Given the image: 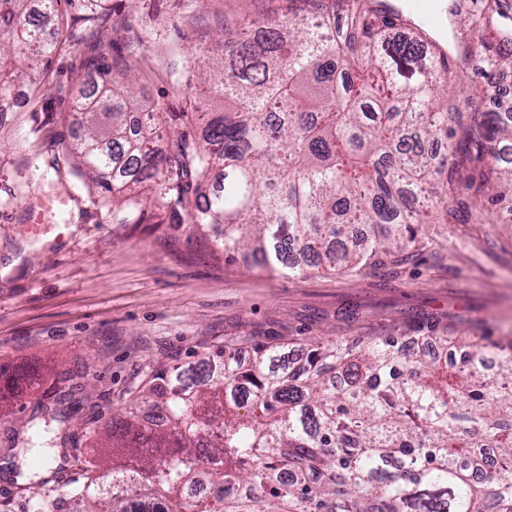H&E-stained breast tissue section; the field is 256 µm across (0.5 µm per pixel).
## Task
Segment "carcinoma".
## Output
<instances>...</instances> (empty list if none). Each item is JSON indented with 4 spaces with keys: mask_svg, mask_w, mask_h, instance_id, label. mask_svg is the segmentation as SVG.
Returning <instances> with one entry per match:
<instances>
[{
    "mask_svg": "<svg viewBox=\"0 0 512 512\" xmlns=\"http://www.w3.org/2000/svg\"><path fill=\"white\" fill-rule=\"evenodd\" d=\"M0 0V105L22 80L39 84L53 56L80 43L49 41L61 2ZM287 19L247 18L223 35L209 90L223 107L177 111L137 98L116 41L100 37L85 65L68 150L73 172L112 200L120 224L218 226L215 249L265 269L364 268L401 255L423 224H448L456 202L474 224L495 183L512 182V112L480 111L473 72L491 82L512 66V16L500 0H471L481 37L454 62L431 50L404 12L380 0H302ZM144 109V131L127 121ZM470 113L448 125V113ZM350 224L364 225L347 241ZM426 359L404 337L362 348L316 341L298 362L284 346L218 351L208 378L156 367L112 415L105 461L78 448L66 409L40 400L11 448L57 449L59 471L16 482L40 512H512V340L448 337ZM152 403L165 426L138 422ZM495 448L492 487L475 481Z\"/></svg>",
    "mask_w": 512,
    "mask_h": 512,
    "instance_id": "carcinoma-1",
    "label": "carcinoma"
}]
</instances>
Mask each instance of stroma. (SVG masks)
I'll use <instances>...</instances> for the list:
<instances>
[{"label":"stroma","mask_w":512,"mask_h":512,"mask_svg":"<svg viewBox=\"0 0 512 512\" xmlns=\"http://www.w3.org/2000/svg\"><path fill=\"white\" fill-rule=\"evenodd\" d=\"M289 0H100L95 11L64 8L85 38L57 55L23 111L0 121V366L38 372V390L0 406V504L15 496L12 472L30 459L49 465L52 448L11 457L5 448L22 413L71 391L85 395L70 426L104 428L123 398L165 364L205 372L225 339L250 362L258 343L288 342L299 356L314 336L364 343L422 328L448 335L512 338V198L489 207L484 224H435L399 262L361 272L288 275L246 268L213 251L212 229L117 224L111 205L90 201L89 182L68 169L31 175L25 158L61 153L79 136L68 112L81 62L99 27L143 23L141 67L159 73L146 99L178 108L181 50L218 49L219 28L248 15L286 17Z\"/></svg>","instance_id":"obj_1"}]
</instances>
